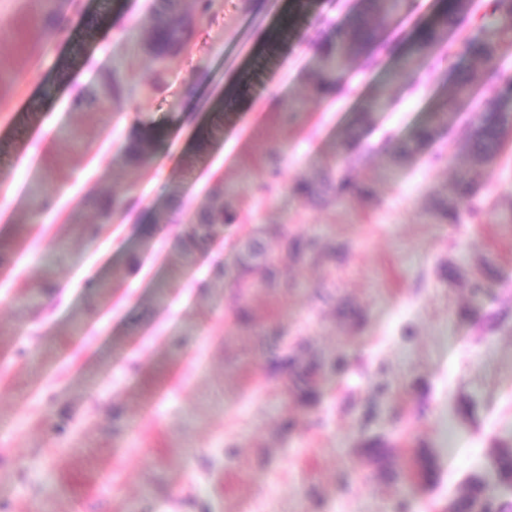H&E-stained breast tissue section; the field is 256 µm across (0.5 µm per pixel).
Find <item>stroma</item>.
I'll list each match as a JSON object with an SVG mask.
<instances>
[{
    "label": "stroma",
    "mask_w": 512,
    "mask_h": 512,
    "mask_svg": "<svg viewBox=\"0 0 512 512\" xmlns=\"http://www.w3.org/2000/svg\"><path fill=\"white\" fill-rule=\"evenodd\" d=\"M152 5L0 0V512H394L401 499L444 512L475 474L512 501L490 468L493 449L512 446V141L478 174L479 221L431 214L468 166L465 134L490 80L451 102L443 62L415 88L388 85L394 105L376 112L388 69L354 58L348 84L319 97L311 39L335 34L357 0H213L155 90L153 60L133 47ZM53 9L65 19L55 37L40 22ZM117 65L131 91L106 111L95 95ZM147 126L166 136L142 169L126 168L123 146ZM423 126L428 144L393 161ZM203 128L214 136L201 150ZM273 153L280 174L263 195ZM329 167L371 185L373 202L323 208L292 193ZM219 182L237 218L186 255L182 229ZM93 193L134 207L88 239L70 219H91ZM271 224L336 253L296 265L271 247L288 285L248 295L243 324L234 274L247 237ZM273 327L344 358L321 375L316 405L268 379L257 341ZM379 382L391 395L373 433L436 450L433 487L371 476L358 409Z\"/></svg>",
    "instance_id": "35a3bbf8"
}]
</instances>
